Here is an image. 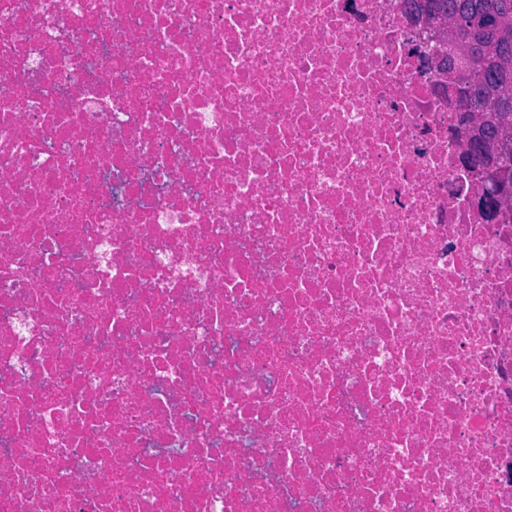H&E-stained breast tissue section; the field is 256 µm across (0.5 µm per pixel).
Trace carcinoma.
I'll return each instance as SVG.
<instances>
[{"label": "carcinoma", "instance_id": "obj_1", "mask_svg": "<svg viewBox=\"0 0 512 512\" xmlns=\"http://www.w3.org/2000/svg\"><path fill=\"white\" fill-rule=\"evenodd\" d=\"M407 4L412 15L434 11L457 19L459 39L477 48L478 58L459 59L467 77L451 89L443 88L446 94L465 98L474 89L489 88L501 104L512 106V0H407ZM496 146L512 183V136L499 139ZM501 171L493 170L488 178L500 177Z\"/></svg>", "mask_w": 512, "mask_h": 512}]
</instances>
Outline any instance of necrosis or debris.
<instances>
[{
  "label": "necrosis or debris",
  "mask_w": 512,
  "mask_h": 512,
  "mask_svg": "<svg viewBox=\"0 0 512 512\" xmlns=\"http://www.w3.org/2000/svg\"><path fill=\"white\" fill-rule=\"evenodd\" d=\"M403 0H0V512H512V214ZM511 201V193L503 192L495 184L487 186L471 198V205L481 212L488 223L498 222L508 203Z\"/></svg>",
  "instance_id": "1"
}]
</instances>
